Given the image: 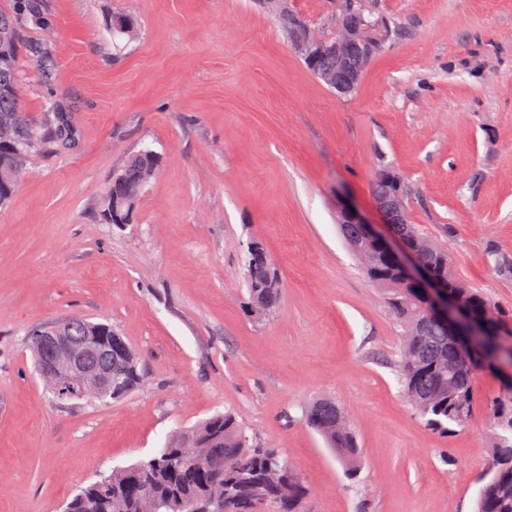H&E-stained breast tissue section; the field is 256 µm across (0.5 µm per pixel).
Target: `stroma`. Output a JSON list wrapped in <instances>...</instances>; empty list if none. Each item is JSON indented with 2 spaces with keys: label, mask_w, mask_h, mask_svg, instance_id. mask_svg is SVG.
<instances>
[{
  "label": "stroma",
  "mask_w": 512,
  "mask_h": 512,
  "mask_svg": "<svg viewBox=\"0 0 512 512\" xmlns=\"http://www.w3.org/2000/svg\"><path fill=\"white\" fill-rule=\"evenodd\" d=\"M21 57L53 35L47 72L24 69L28 112H75L74 145L29 160L0 209V512H60L77 486L152 457L175 433L232 410L250 441L280 448L302 512H474L503 398L473 382L468 422L443 434L405 399L400 329L336 223L339 202L377 219L392 169L408 221L512 326V0H374L391 33L342 98L290 46L265 0H44ZM138 33L112 47V21ZM162 159L129 224L102 221L113 173ZM283 288L246 307L248 247ZM112 324L144 384L102 405L52 401L32 327ZM339 403L357 479L303 410Z\"/></svg>",
  "instance_id": "1"
}]
</instances>
